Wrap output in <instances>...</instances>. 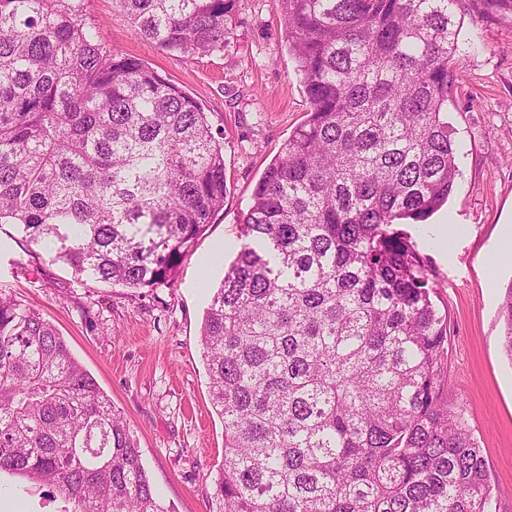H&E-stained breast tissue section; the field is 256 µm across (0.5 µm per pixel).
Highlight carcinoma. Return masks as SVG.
I'll list each match as a JSON object with an SVG mask.
<instances>
[{
  "mask_svg": "<svg viewBox=\"0 0 512 512\" xmlns=\"http://www.w3.org/2000/svg\"><path fill=\"white\" fill-rule=\"evenodd\" d=\"M136 33L224 51L236 0H116ZM462 0H279L306 121L264 170L200 328L224 422L215 512H500L448 404V306L401 222L459 169L448 102ZM512 19V0H468ZM224 132L84 0H0V224L75 277L170 279L224 209ZM498 318L512 362V280ZM57 512H175L56 327L0 292V475Z\"/></svg>",
  "mask_w": 512,
  "mask_h": 512,
  "instance_id": "1",
  "label": "carcinoma"
}]
</instances>
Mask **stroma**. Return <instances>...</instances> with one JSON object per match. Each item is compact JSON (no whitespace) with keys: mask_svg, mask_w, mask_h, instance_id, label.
<instances>
[{"mask_svg":"<svg viewBox=\"0 0 512 512\" xmlns=\"http://www.w3.org/2000/svg\"><path fill=\"white\" fill-rule=\"evenodd\" d=\"M103 46L138 57L181 86L224 130L229 188L224 209L184 255L171 281L141 290L77 279L29 252L0 226V292L51 321L72 354L129 422L142 461L176 512H210L224 457V424L212 408L200 349L210 288L233 259L251 195L281 144L307 119L296 62L280 32L278 0H237L223 53L187 57L158 49L131 27L115 0H85ZM448 106L460 176L447 203L405 230L427 257L450 312L448 401L461 405L492 483L512 512V362L501 348L497 308L512 280L500 247L512 227V23L458 11ZM0 512H50L40 492L2 476Z\"/></svg>","mask_w":512,"mask_h":512,"instance_id":"35a3bbf8","label":"stroma"}]
</instances>
